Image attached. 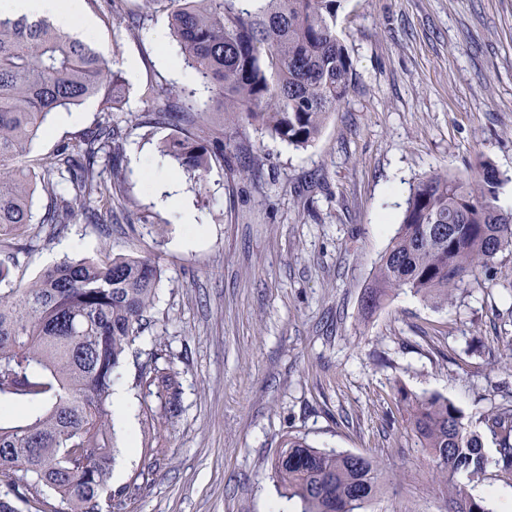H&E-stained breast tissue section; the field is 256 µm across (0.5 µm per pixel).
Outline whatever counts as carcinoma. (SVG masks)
Instances as JSON below:
<instances>
[{"label":"carcinoma","instance_id":"carcinoma-1","mask_svg":"<svg viewBox=\"0 0 512 512\" xmlns=\"http://www.w3.org/2000/svg\"><path fill=\"white\" fill-rule=\"evenodd\" d=\"M178 53L224 110L234 137L256 124L295 149L321 134L350 90L353 64L336 33L341 0H165ZM123 84L112 53L47 19L0 17V236L16 239L33 223V199L50 201L41 223L112 212V183L97 169L115 160L121 134L103 121L80 140L26 162L48 114L99 99L110 110ZM161 158L198 186L210 169L208 140L166 139ZM500 174L483 160L465 173L436 172L410 191L387 249L375 263L361 311L370 315L397 291L446 304L465 278L512 256V212L497 204ZM0 259V475L12 494L0 512L30 502L50 512H121L137 481L112 491L117 451L112 392L128 373V351L154 309L164 275L146 257L74 256L24 285ZM137 384L155 385L177 406L175 373L140 368ZM408 427L433 463L455 512H490L472 493L490 465L512 474V407L484 415L497 457L448 398L397 389ZM282 497L301 512H361L380 492L374 460L316 448L285 436L271 463Z\"/></svg>","mask_w":512,"mask_h":512}]
</instances>
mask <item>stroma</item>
<instances>
[{
    "label": "stroma",
    "mask_w": 512,
    "mask_h": 512,
    "mask_svg": "<svg viewBox=\"0 0 512 512\" xmlns=\"http://www.w3.org/2000/svg\"><path fill=\"white\" fill-rule=\"evenodd\" d=\"M86 12L91 42L117 51L125 99L109 113L82 105L74 125L46 122L31 155L110 119L124 134L112 212L50 235L38 222L48 201L36 197L13 280L64 260V242L89 257H155L164 269L129 360L174 368L179 404L124 382L132 428L115 430L112 486L150 476L123 512H299L270 472L287 434L380 465L384 488L364 512H453L396 389L441 394L473 421L512 403L500 364L512 349V257L466 278L443 306L399 291L365 321L360 299L420 179L484 159L500 173L499 203L512 200V0H342L351 89L299 150L252 126L225 142L223 113L190 123L178 96L147 98L162 87L209 97L179 74L163 0H99ZM188 130L211 136L213 161L201 187L169 167L200 224L184 249L150 163L161 141Z\"/></svg>",
    "instance_id": "1"
}]
</instances>
